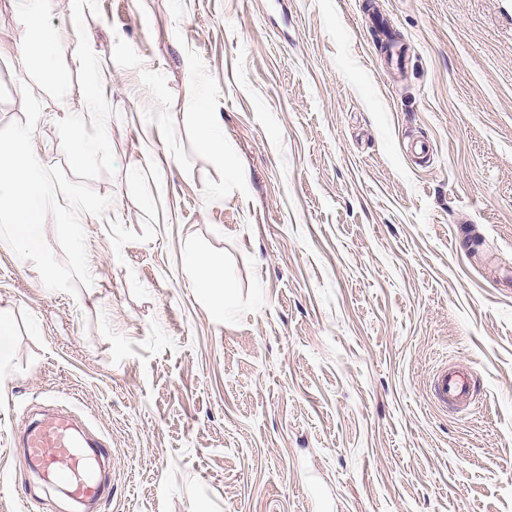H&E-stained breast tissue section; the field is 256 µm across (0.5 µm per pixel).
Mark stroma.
<instances>
[{"label": "stroma", "mask_w": 512, "mask_h": 512, "mask_svg": "<svg viewBox=\"0 0 512 512\" xmlns=\"http://www.w3.org/2000/svg\"><path fill=\"white\" fill-rule=\"evenodd\" d=\"M41 5L72 88L94 47L103 110L67 121L0 0V128L30 88L47 166L112 204L76 294L0 242V512H80L16 445L60 411L110 449L98 512H512V0ZM193 252L223 257V301ZM445 362L468 411L429 399ZM200 124L203 130L201 138V146L207 152L213 154L217 158L224 156V138L215 132L217 126V119L213 112H208L205 109H200Z\"/></svg>", "instance_id": "35a3bbf8"}]
</instances>
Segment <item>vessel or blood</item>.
Listing matches in <instances>:
<instances>
[{
  "label": "vessel or blood",
  "mask_w": 512,
  "mask_h": 512,
  "mask_svg": "<svg viewBox=\"0 0 512 512\" xmlns=\"http://www.w3.org/2000/svg\"><path fill=\"white\" fill-rule=\"evenodd\" d=\"M432 397L443 407L468 408L473 401L471 373L453 365L439 368L433 376ZM23 444L29 461L73 498L93 503L104 499L107 488L89 466L85 442L75 434L69 416L30 423Z\"/></svg>",
  "instance_id": "b4317fda"
}]
</instances>
